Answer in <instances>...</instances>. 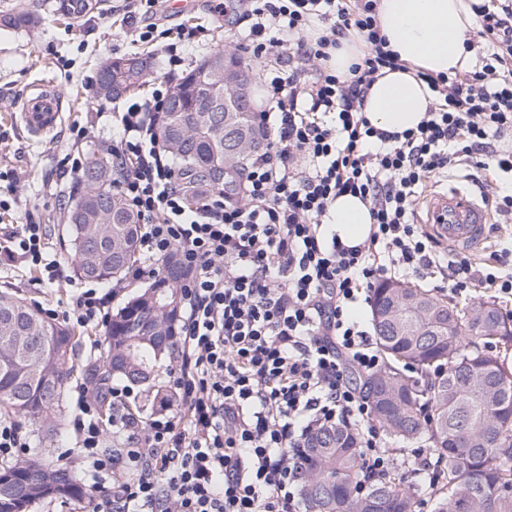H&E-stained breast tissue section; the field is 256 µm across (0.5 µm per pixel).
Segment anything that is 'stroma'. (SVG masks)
<instances>
[{"mask_svg": "<svg viewBox=\"0 0 512 512\" xmlns=\"http://www.w3.org/2000/svg\"><path fill=\"white\" fill-rule=\"evenodd\" d=\"M69 0H49L42 20L33 29H0V168L15 171L19 183L9 211H0V227L19 228L27 213L46 226L51 258L61 261L65 277L51 284L41 281L37 271L19 267L0 272V288L15 289L21 296L40 304L67 306L84 282L74 276L65 262L67 248L62 235L63 216L71 198L69 181L57 162L72 148L70 129L87 127L90 138L83 146L86 157L97 155L103 141L119 130L116 115L123 102L98 98L88 80L97 78L104 61L135 53L152 56L153 71L139 88L146 95L153 83L168 71L161 41L140 42V27L156 23L159 30L180 34L187 43L190 64H197L216 49L238 51L246 25L238 14L216 13L213 0H194L192 10L168 11L160 0L153 15L126 17L113 0H98L81 17L68 12ZM56 89L64 102V122L55 132L35 137L20 119L22 102L35 84Z\"/></svg>", "mask_w": 512, "mask_h": 512, "instance_id": "1", "label": "stroma"}]
</instances>
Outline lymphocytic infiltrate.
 I'll return each mask as SVG.
<instances>
[{
    "mask_svg": "<svg viewBox=\"0 0 512 512\" xmlns=\"http://www.w3.org/2000/svg\"><path fill=\"white\" fill-rule=\"evenodd\" d=\"M241 48L260 55L295 50L319 60L268 79L260 118L268 149L247 165L239 196L209 193L190 208L155 133L171 79L130 101L111 145L116 190L145 225L136 280L158 276L176 255L188 280L179 349L170 370L180 411L138 435L123 419L121 447L107 449L101 405L80 392L74 447L95 493L93 512H303L302 446L317 427L344 421L362 442L370 478L397 462L371 422L354 375L384 358L351 311L380 283L436 267L435 242L414 220L419 190L458 158L512 131V6L480 7L476 61L454 75L424 74L434 102L417 128L393 135L363 115L383 70H402L377 21L378 0H250ZM314 41H306L311 25ZM358 34L363 57L349 78L324 68ZM369 206L367 239L347 246L327 237L324 218L338 195ZM27 266L49 282L63 271L47 257L41 224L0 231V267ZM448 292L481 283L512 300V250L495 263L449 260ZM111 292L87 288L70 310L48 318L108 326Z\"/></svg>",
    "mask_w": 512,
    "mask_h": 512,
    "instance_id": "f902f5d3",
    "label": "lymphocytic infiltrate"
}]
</instances>
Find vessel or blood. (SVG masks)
<instances>
[{
	"label": "vessel or blood",
	"instance_id": "vessel-or-blood-1",
	"mask_svg": "<svg viewBox=\"0 0 512 512\" xmlns=\"http://www.w3.org/2000/svg\"><path fill=\"white\" fill-rule=\"evenodd\" d=\"M21 120L30 132H52L62 120L60 99L47 90L30 94L24 99ZM490 222L488 205L464 185L436 192L427 203L429 233L451 250L477 248Z\"/></svg>",
	"mask_w": 512,
	"mask_h": 512
}]
</instances>
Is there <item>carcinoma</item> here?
I'll return each instance as SVG.
<instances>
[{
	"instance_id": "1",
	"label": "carcinoma",
	"mask_w": 512,
	"mask_h": 512,
	"mask_svg": "<svg viewBox=\"0 0 512 512\" xmlns=\"http://www.w3.org/2000/svg\"><path fill=\"white\" fill-rule=\"evenodd\" d=\"M40 21L36 8L0 9V27L29 28ZM224 51L204 57L174 87L171 104L158 118L159 141L175 167L189 206L208 192L231 193L240 179L224 178V154L245 136L267 144L268 131L255 113L238 103L216 112L208 97L224 100ZM134 57H115L100 73L139 86L148 74L122 67ZM64 224L76 276L119 281L139 259L142 224L112 189V162L93 158L81 175ZM186 275L175 257L161 263L160 278L130 296L107 327L103 348L89 357L84 376L94 397L106 402L115 382L142 388L164 405L158 373L174 359ZM412 298L422 307L410 321L373 323L387 361L362 383L373 420L395 442L424 438L439 462L432 512H512V446L484 445L493 429L512 439V323L489 300L458 307L425 288L384 282L372 292V310L398 307ZM79 343L74 328L43 316L9 289L0 290V418L31 428L37 447L0 464V512H34L47 500H78L89 488L66 462L43 455L42 446L65 437L66 387ZM301 491L305 512H419L416 491L398 475L369 480L358 436L348 423L315 429L304 445ZM21 484L26 500L7 491Z\"/></svg>"
}]
</instances>
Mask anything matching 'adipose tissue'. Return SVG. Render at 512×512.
I'll return each mask as SVG.
<instances>
[{
	"mask_svg": "<svg viewBox=\"0 0 512 512\" xmlns=\"http://www.w3.org/2000/svg\"><path fill=\"white\" fill-rule=\"evenodd\" d=\"M483 0H380L378 22L391 51L407 68L391 71L371 86L364 114L387 132L417 128L432 104V93L418 71L452 75L470 68L465 42L476 26ZM325 222L344 245L362 243L370 228L368 206L359 197L338 196Z\"/></svg>",
	"mask_w": 512,
	"mask_h": 512,
	"instance_id": "ef3b65f1",
	"label": "adipose tissue"
}]
</instances>
